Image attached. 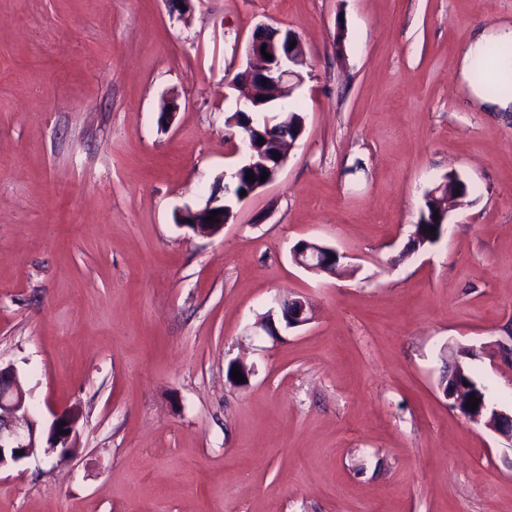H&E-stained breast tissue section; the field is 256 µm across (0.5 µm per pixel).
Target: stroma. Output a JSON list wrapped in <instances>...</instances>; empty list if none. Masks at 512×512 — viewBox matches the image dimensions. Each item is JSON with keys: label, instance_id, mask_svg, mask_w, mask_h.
I'll use <instances>...</instances> for the list:
<instances>
[{"label": "stroma", "instance_id": "35a3bbf8", "mask_svg": "<svg viewBox=\"0 0 512 512\" xmlns=\"http://www.w3.org/2000/svg\"><path fill=\"white\" fill-rule=\"evenodd\" d=\"M511 22L512 0H0V361L40 435L79 414L74 457L0 472V512H512V443L440 388L471 347L512 409V112L456 77ZM263 24L303 46L305 131L202 237L175 214L233 163ZM451 171L468 194L411 250ZM301 239L347 268L301 269ZM296 297L310 323L260 330ZM451 199H453V198H450L448 195L446 196L445 202L443 203L440 211L438 212V220L433 221L432 224H424V223H426L425 222V212L428 215V213L430 211H432L434 203L430 202L429 200L424 201V208L421 213L420 221L418 222V232L421 233L424 236V238L428 240V243L425 244L424 246L422 244L421 245L422 248L428 244H433V243L437 242L443 235L445 226L442 224H447L446 223V218H447L446 203L448 201H450ZM437 224H441L440 225L441 233H440L438 240H436L439 235V225H437ZM429 227H436V232H434L432 235H429V232H428Z\"/></svg>", "mask_w": 512, "mask_h": 512}]
</instances>
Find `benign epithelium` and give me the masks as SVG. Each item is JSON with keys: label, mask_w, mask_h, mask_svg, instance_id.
Instances as JSON below:
<instances>
[{"label": "benign epithelium", "mask_w": 512, "mask_h": 512, "mask_svg": "<svg viewBox=\"0 0 512 512\" xmlns=\"http://www.w3.org/2000/svg\"><path fill=\"white\" fill-rule=\"evenodd\" d=\"M262 29L273 32L272 38L266 39L259 35L252 38L248 49L250 63L233 77L229 85L234 89L243 87L248 90L254 84L263 83L275 98L279 109L287 111L293 105L291 96L294 87L303 81L300 68L305 65L304 54L301 45H291V42L297 40L293 32L269 25L262 26ZM263 47L266 48L264 52L261 51ZM265 52L272 55V59H266L263 56ZM238 110L254 113L256 120L251 122L249 133L230 134L231 155L236 157V161L230 171L224 173L221 186L215 189L204 207H185L176 213L178 223L198 235L219 233L224 224L230 221V217L234 216V205L238 203L235 190L246 173L251 172L257 176L263 171L268 172L265 181L255 182L256 188L260 189L274 182L286 163L284 156L276 163H271L266 155L259 153L256 146L259 138L267 141L282 139L279 126L275 125L276 118L260 110L259 104L251 96L239 100ZM214 210L220 211V214L212 222L206 220ZM291 255L296 265L304 270L329 275L336 274V269L346 266L350 259V255L334 247L306 239L294 244ZM283 320L288 329L308 324L311 320L308 303L302 298L295 299L294 307L283 311ZM466 391L467 388L460 383L442 388L451 406L467 422L482 424L512 441V414L487 405L483 399L472 410L468 407L470 396ZM29 409L30 396L21 384L17 367L12 363L0 362V471L36 455L42 449L36 424L29 418ZM74 415L71 409L53 414L45 452L59 448L65 456L74 454L70 444L74 433V423L70 422V418Z\"/></svg>", "instance_id": "1"}]
</instances>
